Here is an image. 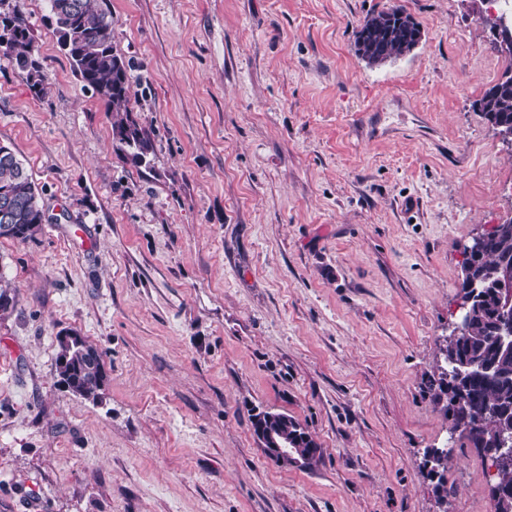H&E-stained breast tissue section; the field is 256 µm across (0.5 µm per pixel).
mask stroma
Wrapping results in <instances>:
<instances>
[{
  "mask_svg": "<svg viewBox=\"0 0 512 512\" xmlns=\"http://www.w3.org/2000/svg\"><path fill=\"white\" fill-rule=\"evenodd\" d=\"M150 167L117 150L46 0L44 94L0 54V144L48 220L0 238V512H494L486 463L424 381L459 315L462 246L512 218V147L472 104L512 54L479 0H108ZM402 7L407 57L355 34ZM104 353L103 397L56 336ZM323 450L271 461L252 417ZM453 446L448 500L424 465ZM421 40L418 22L401 7L373 13L356 32V53L369 65H378L410 53ZM59 352L55 359V370L61 380L78 392V395L87 400H97L104 389L107 375L104 370V363L97 358H102L100 349L87 339L82 337V354L70 353V359L61 360L69 353V348L58 343ZM61 360V363H60ZM263 413L271 416L272 420L269 427L276 434L288 436L290 443L294 445V448H290V450L294 453L295 457L303 460L304 467H311L320 460L322 452L318 448L317 443L294 417L275 412H261L254 417L256 418ZM254 417L252 424L255 430L256 423L254 422ZM274 432L259 429L255 436L271 459L277 462H288L291 459L287 449L289 448L288 444H281Z\"/></svg>",
  "mask_w": 512,
  "mask_h": 512,
  "instance_id": "stroma-1",
  "label": "stroma"
}]
</instances>
